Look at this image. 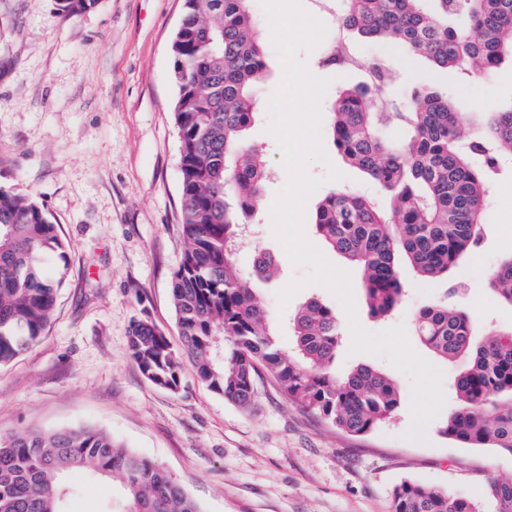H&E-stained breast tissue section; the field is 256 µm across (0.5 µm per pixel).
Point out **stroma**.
I'll use <instances>...</instances> for the list:
<instances>
[{
    "instance_id": "stroma-1",
    "label": "stroma",
    "mask_w": 512,
    "mask_h": 512,
    "mask_svg": "<svg viewBox=\"0 0 512 512\" xmlns=\"http://www.w3.org/2000/svg\"><path fill=\"white\" fill-rule=\"evenodd\" d=\"M183 17V0H97L68 16L56 0H0V188L36 201L66 245L68 267L40 339L0 365V432L29 426L93 424L162 466L203 512H392L393 490L405 481L456 495H481L491 478L512 477V455L471 448L444 435L457 400L453 383L464 360H436L444 373L446 404L427 428L426 442L405 440L410 425V379L369 354L338 355L337 375L359 364L374 366L396 383L400 407L393 419L363 437L339 433L288 403L273 382H257L256 403L245 412L224 401L182 365L171 391L145 379L127 353L134 321L146 319L173 346L181 338L172 301V276L184 248L179 223V142L172 106L176 97L170 46ZM266 79L258 115L246 131L262 150L272 178L253 217L255 232L235 260L251 269L258 252L274 255L279 272L260 282L259 294L288 344L290 312L310 300L332 309L339 302L308 285L280 304L277 294L304 278L275 239L270 209L287 181L277 142L267 130L268 99L282 78L269 29ZM357 54L391 62L409 84L433 83L462 101L464 117L490 111L512 97V64L471 79L437 70L385 42L348 35ZM324 46L300 50L309 72L330 79V107L347 87L366 84L358 70L322 66ZM512 195L503 176L487 203L484 240L448 281L423 282L400 263L404 292L388 317L369 314L360 280H353L358 320L378 333L445 299L476 315V329H512V306L489 290L492 269L512 252V215L501 207ZM70 512H105L119 501L118 485L75 470Z\"/></svg>"
}]
</instances>
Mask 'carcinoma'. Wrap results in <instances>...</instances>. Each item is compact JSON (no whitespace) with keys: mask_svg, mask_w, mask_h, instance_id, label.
Here are the masks:
<instances>
[{"mask_svg":"<svg viewBox=\"0 0 512 512\" xmlns=\"http://www.w3.org/2000/svg\"><path fill=\"white\" fill-rule=\"evenodd\" d=\"M96 0H57L79 15ZM340 22L367 41H390L435 68L468 77L491 75L512 56V0H342ZM184 24L171 44L177 94L182 260L172 297L181 348L152 323L136 321L128 353L152 384L177 390L183 360L224 400L250 411L256 380L272 378L288 402L338 431L364 436L392 419L400 405L394 381L368 365L343 378L333 367L342 343L336 311L316 301L290 318L292 346L280 347L267 311L251 287L277 270L260 253L251 274L234 254L271 175L265 155L242 132L256 116L265 73L260 23L250 0H185ZM358 64L382 93L396 70L378 58L349 61L325 52L322 65ZM337 153L389 193V210L345 187L327 193L314 225L327 246L359 266L370 312L390 314L404 285L403 257L434 282L480 247L486 204L512 159V102L471 125L454 98L429 86L404 101L343 89L331 108ZM398 126V142L385 130ZM67 255L57 227L35 201L0 189V364L36 343L49 322L62 279L45 272L42 255ZM496 298L512 306V255L490 276ZM475 316L443 301L417 311L413 324L437 357L466 359L455 388L458 407L443 434L463 444L512 454V331L486 329L474 338ZM119 482L124 499L107 512H202L164 469L116 443L105 430L80 425L0 433V512H66L64 475L76 468ZM497 512H512V482L494 480ZM393 512H479L471 497L404 482Z\"/></svg>","mask_w":512,"mask_h":512,"instance_id":"obj_1","label":"carcinoma"}]
</instances>
